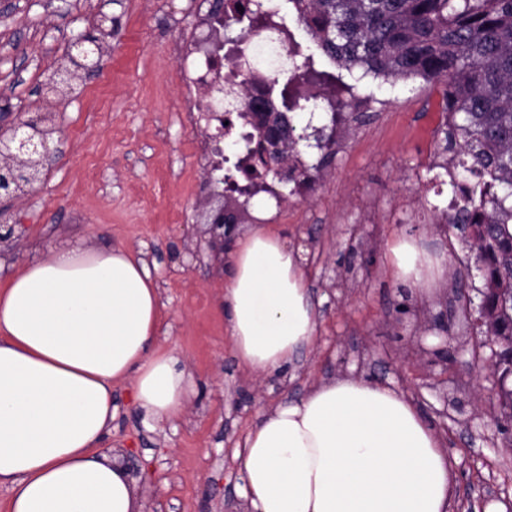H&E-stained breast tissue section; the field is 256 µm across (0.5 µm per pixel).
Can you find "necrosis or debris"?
Listing matches in <instances>:
<instances>
[{
	"label": "necrosis or debris",
	"mask_w": 512,
	"mask_h": 512,
	"mask_svg": "<svg viewBox=\"0 0 512 512\" xmlns=\"http://www.w3.org/2000/svg\"><path fill=\"white\" fill-rule=\"evenodd\" d=\"M263 28L249 32L242 39L228 38L226 30L235 21L233 11H225L223 20L209 14H199L187 42L175 43L172 52L181 61V90L178 111L187 113L194 136H197L198 165L203 175L213 173L211 148L202 142V127L216 117L233 112L235 119L230 136L241 137L254 132L261 116L255 105L268 92L288 82L291 58L298 40L286 22L281 0H266ZM245 48L248 62L238 65L237 48ZM240 170L235 188L225 190L229 202L248 206L266 204L279 212L285 198L275 182L267 180L259 158L248 150L233 154Z\"/></svg>",
	"instance_id": "4bbe7bcc"
}]
</instances>
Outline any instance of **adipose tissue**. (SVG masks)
<instances>
[{
	"mask_svg": "<svg viewBox=\"0 0 512 512\" xmlns=\"http://www.w3.org/2000/svg\"><path fill=\"white\" fill-rule=\"evenodd\" d=\"M395 277L415 294L444 277L404 236ZM224 320L251 374L274 375L314 339L298 253L270 225L227 247ZM162 304L145 261L120 247L58 248L0 288V485L10 512H142L109 453L112 389L130 384L157 424L194 396L191 373L158 343ZM250 512H451L453 477L433 427L400 393L341 377L263 414L237 455Z\"/></svg>",
	"mask_w": 512,
	"mask_h": 512,
	"instance_id": "obj_1",
	"label": "adipose tissue"
}]
</instances>
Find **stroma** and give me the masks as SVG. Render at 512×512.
<instances>
[{
	"instance_id": "obj_1",
	"label": "stroma",
	"mask_w": 512,
	"mask_h": 512,
	"mask_svg": "<svg viewBox=\"0 0 512 512\" xmlns=\"http://www.w3.org/2000/svg\"><path fill=\"white\" fill-rule=\"evenodd\" d=\"M196 0H0V133L43 109L61 130V154L9 208L16 238L0 248V287L27 261L72 244L145 253L163 304L160 341L192 373L198 394L172 424L145 422L127 385L116 386L109 444L127 465L144 512H246L235 453L262 411L305 397L319 381L353 376L406 394L443 439L454 478V512H512V424L497 420L490 351L461 331L464 302L482 282L465 242L432 222L452 199L439 151L444 87L393 83L350 71L289 20L318 69L376 95L328 163L315 148V188L289 199L275 230L299 251L320 316L294 378L245 374L224 330V268L193 259L219 190L206 186L189 129L175 112L172 45L191 30ZM117 34L98 70L50 98L48 78L74 54L77 34L100 16ZM374 207L377 218L367 221ZM406 234L442 256L450 276L421 300L394 280L388 247ZM447 314V332L419 327ZM444 348L447 365L419 355Z\"/></svg>"
}]
</instances>
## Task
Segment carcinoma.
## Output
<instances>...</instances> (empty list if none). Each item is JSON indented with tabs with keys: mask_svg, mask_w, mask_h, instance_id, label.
I'll return each instance as SVG.
<instances>
[{
	"mask_svg": "<svg viewBox=\"0 0 512 512\" xmlns=\"http://www.w3.org/2000/svg\"><path fill=\"white\" fill-rule=\"evenodd\" d=\"M318 43L351 71L392 79L421 78L444 86L442 152L453 167L448 224L477 227L466 239L483 271L488 311L496 291L512 294V0H289ZM260 0L243 17L259 25ZM281 106L305 109L289 84ZM308 137L292 120L260 130L264 143L293 149ZM501 419L512 422V388L499 394Z\"/></svg>",
	"mask_w": 512,
	"mask_h": 512,
	"instance_id": "carcinoma-1",
	"label": "carcinoma"
}]
</instances>
